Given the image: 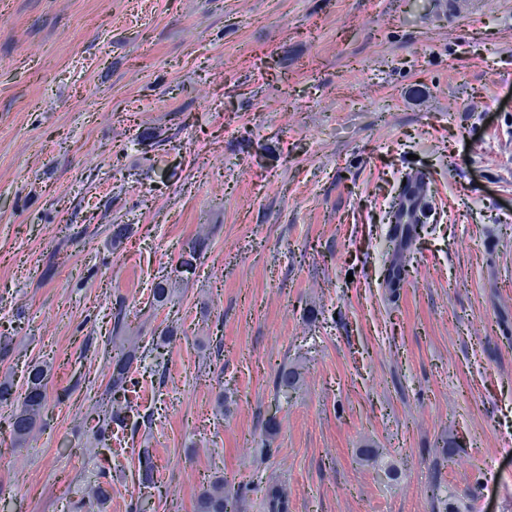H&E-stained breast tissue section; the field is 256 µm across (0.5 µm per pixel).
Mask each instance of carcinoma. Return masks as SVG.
Here are the masks:
<instances>
[{
    "label": "carcinoma",
    "mask_w": 512,
    "mask_h": 512,
    "mask_svg": "<svg viewBox=\"0 0 512 512\" xmlns=\"http://www.w3.org/2000/svg\"><path fill=\"white\" fill-rule=\"evenodd\" d=\"M417 225L392 224L389 227V240L393 243L394 259L386 269L385 281L389 288H399L405 280V265L403 253L408 248L407 230H416ZM141 357L137 351H120L112 356V375L108 386V392L112 401L129 402L128 393L139 384L138 362ZM301 372L293 365L285 364L276 372L274 386L277 392L290 394L299 387ZM21 402L20 407L12 415L10 428L13 442L22 445L29 438L36 427L37 418L45 403L44 370L33 365L27 371L26 389L23 395L16 393L12 383L0 382V406H12ZM159 408H154L150 413L138 415L133 422L120 416L119 413L107 414L96 412L97 422L94 425V436L97 442L107 441L106 433L109 423H114L120 428H130V434L137 433L141 426L152 425L157 420ZM110 468L102 465L97 473V483L93 487V493L98 501L105 502L112 497V482L109 480ZM136 480L140 490L135 512H149V498L145 494L157 487L159 483L158 471L152 461L150 449L141 448L138 451V469ZM247 490L245 485L233 486L229 480L218 478L206 487L202 488L196 496L194 512H237L238 503ZM425 496L432 503L433 512H453L451 503L439 497L438 484H432L425 491ZM264 512H289L288 496L281 485L274 481H267L263 495Z\"/></svg>",
    "instance_id": "carcinoma-1"
}]
</instances>
